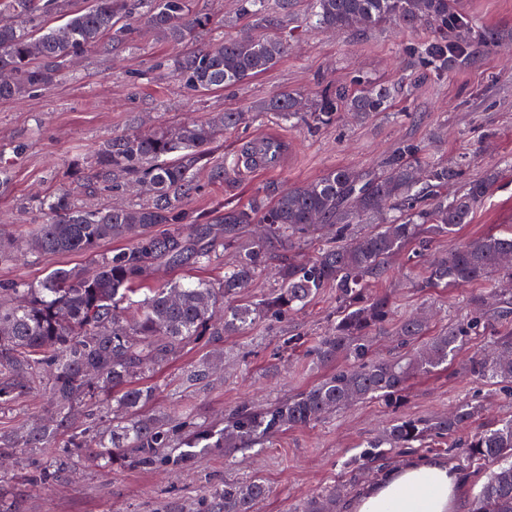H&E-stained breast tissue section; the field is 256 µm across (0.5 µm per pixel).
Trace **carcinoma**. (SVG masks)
<instances>
[{
    "label": "carcinoma",
    "mask_w": 512,
    "mask_h": 512,
    "mask_svg": "<svg viewBox=\"0 0 512 512\" xmlns=\"http://www.w3.org/2000/svg\"><path fill=\"white\" fill-rule=\"evenodd\" d=\"M191 2L89 0L88 6L65 13L62 24L50 27L41 18L58 7V0H4L0 8L13 21L0 25V72L10 74L8 82H0V99L49 88L86 50L106 39L114 46L128 42L135 23L173 41L210 29V18L194 13ZM266 2L245 0L255 27L264 33L223 38L175 61L184 88L199 93L231 87L277 62L288 48L291 0H278L274 12ZM312 17L316 25L337 30L390 23L414 29L429 22L436 36L411 44L406 53L438 74L501 40L495 29L473 35L461 0H313ZM353 84L325 87L305 112L294 94L282 93L252 116L275 112L312 128L335 121L344 110L361 118L388 110L390 91L359 79ZM242 117L226 112L193 125L148 130L133 122L102 143L90 172L77 176V187L91 193L135 185L146 196L142 203L91 208L78 204L74 191L65 187L38 200L44 221L26 239L27 253L85 254L92 270L61 267L34 284L0 285V296L22 298L16 306L0 303V407L39 387L48 391L52 406L50 416L25 433L0 435L1 457L53 447L72 431L81 411L86 428L71 443L73 455L91 451L110 465L183 468L213 448L264 444L290 426L313 424L358 400L396 404L411 377L447 366L472 334L474 323L462 321L429 338L409 358L376 360L368 338L389 321L392 306L385 295L369 296L368 288L383 274V260L411 241L448 235L470 223L502 171L465 180L461 166L442 160L422 163L416 146L403 142L378 174L338 167L312 183L268 190L213 217L198 213L189 201L200 189V173L214 183L234 181L239 158L215 156L212 144ZM386 204L394 211L387 223L367 235L346 238L351 225ZM251 224L264 225V234L239 251L220 278L151 283L161 267L224 264V252L237 245ZM159 225L164 229L156 230ZM329 227L336 228V241L322 245L310 260L288 259L280 270V288L256 302L229 306L224 321L213 320L224 297L246 287L265 265L272 246H288ZM107 240L126 245L100 251ZM483 280L512 281V229L467 242L437 260L426 286L459 288ZM327 287L336 289V315L316 355L322 363L341 356L347 365L321 383L262 412L238 409L221 429L143 412L153 391L132 385L133 380L176 361L205 336L220 340L263 319L301 310ZM426 331L424 319L407 318L398 336L403 343L415 342ZM469 370L485 379L512 382V336L498 337L490 353L473 358ZM209 377L210 363L205 361L186 372L185 384L196 387ZM108 391L112 399L99 403L96 394ZM478 411L479 405L465 403L447 416L401 419L349 461L348 468L362 470L365 463L383 457L387 446L406 450L428 437L450 438ZM455 448L490 466L471 512H512V418L448 445ZM269 493L259 477L229 481L205 493L196 507L175 501L164 512H254ZM335 509L336 497L329 495L310 500L302 512Z\"/></svg>",
    "instance_id": "carcinoma-1"
}]
</instances>
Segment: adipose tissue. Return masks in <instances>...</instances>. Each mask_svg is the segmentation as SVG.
I'll list each match as a JSON object with an SVG mask.
<instances>
[{
  "instance_id": "1",
  "label": "adipose tissue",
  "mask_w": 512,
  "mask_h": 512,
  "mask_svg": "<svg viewBox=\"0 0 512 512\" xmlns=\"http://www.w3.org/2000/svg\"><path fill=\"white\" fill-rule=\"evenodd\" d=\"M460 476L444 459L390 469L355 498L350 512H457Z\"/></svg>"
}]
</instances>
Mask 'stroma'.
I'll return each mask as SVG.
<instances>
[{"label":"stroma","mask_w":512,"mask_h":512,"mask_svg":"<svg viewBox=\"0 0 512 512\" xmlns=\"http://www.w3.org/2000/svg\"><path fill=\"white\" fill-rule=\"evenodd\" d=\"M291 2L289 25L296 37L287 53L263 73L235 86L189 93L175 79L173 63L187 50L207 45L208 34L174 43L140 26L133 47L88 49L49 89L0 100V155L11 164L10 182L0 188V240H21L41 223L37 199L70 182L72 168H87L98 146L130 122L149 129L206 120L220 112L250 113L273 96L296 92L308 101L324 86L347 84L356 76L394 88L387 112L366 119L344 112L335 122L316 129L267 114L227 130L213 146L216 156L240 155L250 141L274 134L286 140L288 158L282 166L265 171L241 167L229 186L210 183L207 175H200L201 189L191 198V207L210 215L217 204H243L267 187L302 185L340 166L375 172L405 140L418 145L422 160L460 163L469 178L512 160V0H462L477 29H496L503 40L441 77L405 52L408 44L431 37L429 27L412 30L386 24L360 33L326 30L311 23L309 0ZM243 3L193 0V8L214 20L217 35L232 38L254 30ZM510 224L509 175L497 183L471 223L430 242L413 243L410 255L389 259L384 274L373 283L372 292L389 295L395 307L385 330L372 337L373 350L383 358L415 352V345L399 346L395 335L409 314L427 312L434 334L467 316L484 315L478 335L461 346L451 365L411 379L401 404L359 402L316 424L288 428L267 447L212 451L187 471L107 466L87 455L43 486L24 476L30 459L10 462L0 465V512H162L168 502L189 505L225 481L253 477L271 488L255 512H302L308 500L333 490L341 497L336 510L344 512L345 501L412 456L447 459L465 478L463 502H471L488 468L462 451L449 450L444 439L430 440L412 455L391 451L357 478L346 463L402 418L429 419L473 402L480 406L469 425L475 432L512 416V386L481 381L466 369L482 346L512 333V289L493 306L481 308L474 299L487 289V282L461 288L425 285L434 258ZM319 245L314 238L291 252L275 249L266 269L235 296V303L271 292L277 286L274 270L290 253L310 256ZM89 266L88 256L82 254L35 258L18 250L12 260L0 263V283H33L59 267ZM335 308L336 291L326 288L304 310L286 319L261 321L241 334L189 345L179 360L144 378V385L154 390L151 410L159 415L188 412L220 426L241 404L261 411L317 384L334 370L333 365L321 364L312 348L328 330ZM215 357L220 364L211 381L185 388L184 372ZM50 410L45 390L31 392L0 412V432L29 426Z\"/></svg>","instance_id":"35a3bbf8"}]
</instances>
